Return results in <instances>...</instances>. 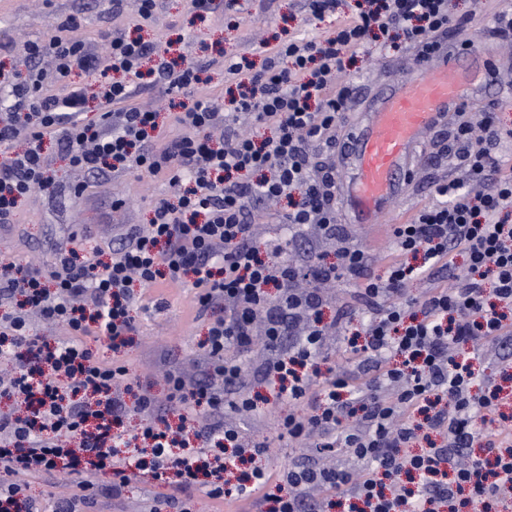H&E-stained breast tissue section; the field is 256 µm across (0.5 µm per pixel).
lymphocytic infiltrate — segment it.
<instances>
[{"label": "lymphocytic infiltrate", "instance_id": "1", "mask_svg": "<svg viewBox=\"0 0 512 512\" xmlns=\"http://www.w3.org/2000/svg\"><path fill=\"white\" fill-rule=\"evenodd\" d=\"M453 22L449 0H363L326 34L268 48L262 69L243 55L225 57L237 91L217 99L196 98L201 66H178L166 44L104 34L99 50L88 49L74 14L48 39L29 43V60L51 57L60 79L79 68L96 80L62 96L32 71L10 86L11 104L0 113L1 224L53 184L48 142L88 174L136 170L180 191L158 200L149 224L131 227L109 252L62 246L50 271L0 258V356L14 364L0 375V398L28 410L0 413V512H39L27 479L58 474L74 488L62 512H93L106 475L123 485L147 475L174 489L162 501L174 512H194L193 499L179 497L190 490L216 501L250 499L266 512H322L327 502L345 512H493L503 503L512 491V414L501 407L512 396L504 386L512 373L474 394L473 364L461 352L512 335V165L501 154L512 129L493 113L475 119L457 107L452 138L465 176L439 185L436 202L393 226L394 258L381 276L365 274L363 252L337 239L336 174L315 175L310 152L335 149L358 92L340 76L367 39L400 40L425 61L443 53L440 36ZM146 74L169 97L182 135L166 138L157 113L135 104ZM93 101L102 111L91 120ZM282 198L284 223L316 225L322 238L338 241L339 263L262 258L251 207ZM454 253L464 266L451 264ZM343 276L359 277L371 313L343 356L376 360L368 378L319 367L320 285ZM416 280L428 285L420 301L407 296ZM169 285L193 288L208 319L205 376L170 372L166 405L146 391L127 404L126 363L104 359L93 341L107 338L116 352L132 344L140 290ZM32 311L65 327L70 341L37 333ZM304 318L311 322L304 338L281 350ZM259 322L273 353L266 374L290 407L280 432L297 443L320 434L323 449L342 451L360 469L310 465L275 474L260 464L272 451L268 437L194 426L200 410L256 411L250 392L230 402L224 392L239 382L240 355ZM305 402L311 411L298 412ZM132 412L146 420L129 434L124 419ZM487 420L496 422L494 434L477 443V424ZM434 432L447 447L430 444Z\"/></svg>", "mask_w": 512, "mask_h": 512}]
</instances>
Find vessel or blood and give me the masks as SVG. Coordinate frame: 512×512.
I'll return each instance as SVG.
<instances>
[{
  "label": "vessel or blood",
  "instance_id": "vessel-or-blood-1",
  "mask_svg": "<svg viewBox=\"0 0 512 512\" xmlns=\"http://www.w3.org/2000/svg\"><path fill=\"white\" fill-rule=\"evenodd\" d=\"M421 78H407L371 102L336 147L353 171L341 201L355 224L384 223L389 205L402 196L410 165L427 131L461 104L472 78L460 62L421 65Z\"/></svg>",
  "mask_w": 512,
  "mask_h": 512
}]
</instances>
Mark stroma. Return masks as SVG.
<instances>
[{
	"label": "stroma",
	"instance_id": "stroma-1",
	"mask_svg": "<svg viewBox=\"0 0 512 512\" xmlns=\"http://www.w3.org/2000/svg\"><path fill=\"white\" fill-rule=\"evenodd\" d=\"M215 12L199 19L187 0H157L152 19L138 15V0H124L121 16L109 18L100 0H0V83L11 81L15 73H27L26 48L30 41L53 34L61 17L79 14L81 35L92 49H99V34L109 29L127 37L147 41H168L174 56L191 64L208 63V79L196 94L201 98L224 95L229 85L222 66L216 65L218 53L252 55L260 40L284 41L305 32L316 34L335 27L339 18L350 15L355 0H340L335 15L321 21L309 19L301 0H240L236 11L225 9V0H216ZM512 8V0H450L454 17L465 19L464 31H449L444 41L450 52L465 53L467 58L492 55L501 74L498 84L479 87L470 92L465 109L473 116L495 112L500 124L512 126V43L502 41L496 32L495 16ZM412 52L399 50L382 41L361 46L346 74L347 81L359 87V97L352 111H360L362 100L374 87L405 77L413 67ZM457 122L456 113H447L442 123L422 139L412 160V177L404 196L391 207L388 222L379 227L351 224L346 213L338 222L351 245L361 249L372 273L383 274L390 258L389 227L410 220L434 200L435 183L462 177L457 160L443 155L448 131ZM47 153L57 175L54 184L36 191L13 216L10 224L0 228V256L49 268L55 262L56 249L68 244L89 249L116 244L125 226L148 223L154 203L171 196L172 189L164 178H150L135 172L109 175L97 180L66 167L57 147L48 145ZM123 200L121 210H113V200ZM286 202L260 205L255 217L256 242L265 246L281 244L275 255L278 263L301 264L308 247H316L323 263L335 264L339 258L334 243L316 238L313 230L294 234L282 224ZM164 301L156 309V301ZM134 316L136 334L132 345L124 349L130 374L141 384L149 385L157 400H164L163 373L166 366L198 372L203 361L200 345L207 323L197 314L193 293L179 286L151 288L139 302ZM369 317L357 298L354 280H337L330 288L322 308L321 322L335 325L336 330L326 347L331 360H338L344 340L362 330ZM269 353L254 345L244 354V372L250 392L264 397L259 411L238 414L226 412L225 423L237 426L244 435L272 437L274 450L266 460L271 472L291 464L347 465L351 459L338 452L317 453L314 446H302L285 437H277V419L288 406L274 400L263 365ZM166 487L147 477L131 478L120 497L103 500L101 512H149L155 499L166 495Z\"/></svg>",
	"mask_w": 512,
	"mask_h": 512
}]
</instances>
